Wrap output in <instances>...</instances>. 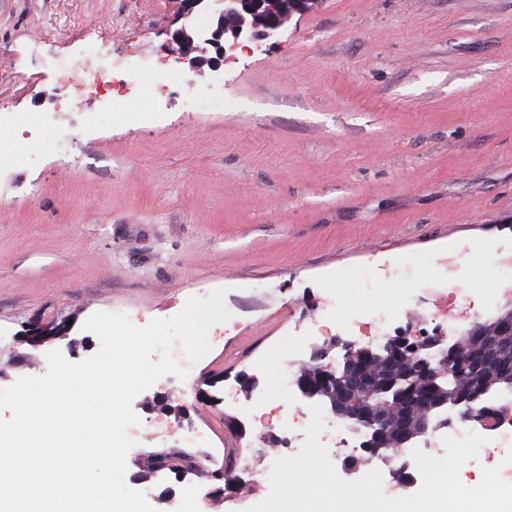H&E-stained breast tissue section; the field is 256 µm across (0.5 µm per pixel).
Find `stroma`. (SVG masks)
I'll use <instances>...</instances> for the list:
<instances>
[{"mask_svg":"<svg viewBox=\"0 0 512 512\" xmlns=\"http://www.w3.org/2000/svg\"><path fill=\"white\" fill-rule=\"evenodd\" d=\"M184 23L181 0H0V389L44 375L50 351L93 356L96 312L144 327L225 290L233 320L209 329L192 375L133 399L124 481L156 512L175 499L248 512L283 455L268 425L303 423L297 391L270 393L259 364L272 355L299 376L293 343L341 282L354 289L342 316L393 289L396 328L413 335L433 304L408 289L512 271V0H320L225 67L234 111L147 116L148 78L131 119L93 98L55 111L59 60L97 47L160 48L206 84L211 67L172 38ZM35 112L67 136L66 164L53 140L24 146ZM38 322L71 328L22 342ZM209 376L215 405L196 399ZM260 390L261 427L244 411ZM190 428L251 455L232 494L180 467L140 480L139 456L182 450Z\"/></svg>","mask_w":512,"mask_h":512,"instance_id":"obj_1","label":"stroma"}]
</instances>
